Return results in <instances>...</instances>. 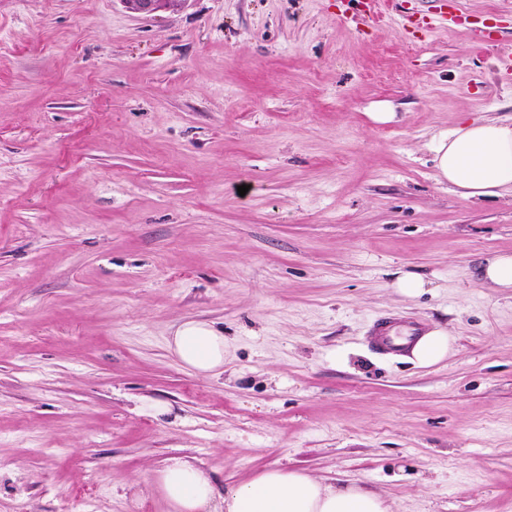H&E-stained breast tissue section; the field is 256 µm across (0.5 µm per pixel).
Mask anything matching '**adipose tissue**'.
I'll use <instances>...</instances> for the list:
<instances>
[{
  "label": "adipose tissue",
  "mask_w": 512,
  "mask_h": 512,
  "mask_svg": "<svg viewBox=\"0 0 512 512\" xmlns=\"http://www.w3.org/2000/svg\"><path fill=\"white\" fill-rule=\"evenodd\" d=\"M434 152L438 181L462 197L481 200L512 191V123L470 120L440 135ZM167 347L196 374L216 376L224 370V332L213 323L182 322ZM153 488L171 512H391L373 491L278 467L223 493L191 460L173 458L157 472Z\"/></svg>",
  "instance_id": "obj_1"
}]
</instances>
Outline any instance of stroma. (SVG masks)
Segmentation results:
<instances>
[{
	"mask_svg": "<svg viewBox=\"0 0 512 512\" xmlns=\"http://www.w3.org/2000/svg\"><path fill=\"white\" fill-rule=\"evenodd\" d=\"M464 2L435 33L450 0H0V512H167L175 456L512 512V288L478 278L512 193L449 191L431 149L512 122V0ZM387 312L446 357L376 354ZM187 320L221 375L168 353ZM126 8L140 15H151L163 9H178L186 0H122ZM167 347L181 366L198 375L216 376L224 371V332L213 323L182 322L172 332Z\"/></svg>",
	"mask_w": 512,
	"mask_h": 512,
	"instance_id": "1",
	"label": "stroma"
}]
</instances>
